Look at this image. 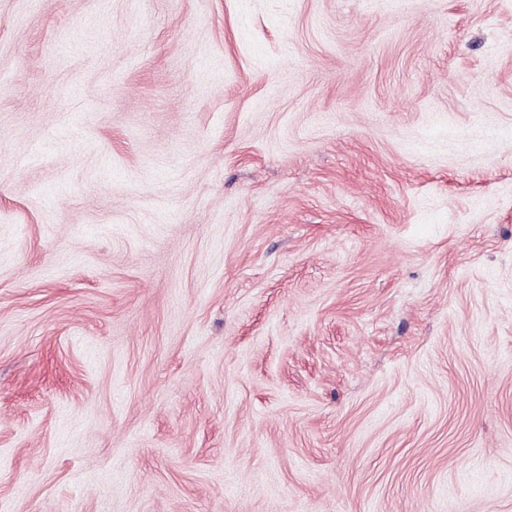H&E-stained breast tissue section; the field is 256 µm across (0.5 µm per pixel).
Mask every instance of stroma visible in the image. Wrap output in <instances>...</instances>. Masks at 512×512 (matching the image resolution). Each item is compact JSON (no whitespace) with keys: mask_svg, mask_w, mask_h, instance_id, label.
I'll return each mask as SVG.
<instances>
[{"mask_svg":"<svg viewBox=\"0 0 512 512\" xmlns=\"http://www.w3.org/2000/svg\"><path fill=\"white\" fill-rule=\"evenodd\" d=\"M0 512H512V0H0Z\"/></svg>","mask_w":512,"mask_h":512,"instance_id":"35a3bbf8","label":"stroma"}]
</instances>
